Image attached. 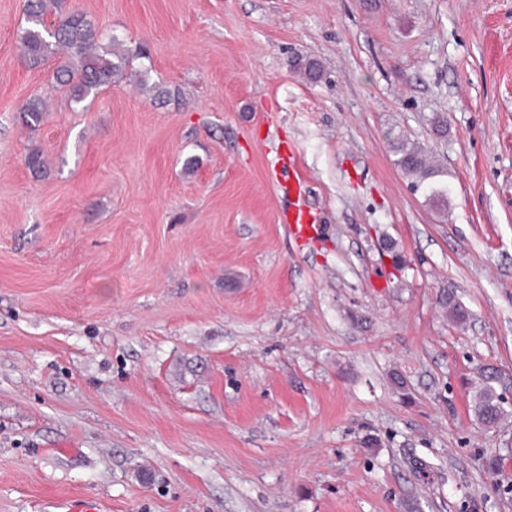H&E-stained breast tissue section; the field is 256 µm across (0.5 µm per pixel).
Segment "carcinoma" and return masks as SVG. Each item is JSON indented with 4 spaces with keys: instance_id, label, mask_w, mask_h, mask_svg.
I'll list each match as a JSON object with an SVG mask.
<instances>
[{
    "instance_id": "cac0c4a2",
    "label": "carcinoma",
    "mask_w": 512,
    "mask_h": 512,
    "mask_svg": "<svg viewBox=\"0 0 512 512\" xmlns=\"http://www.w3.org/2000/svg\"><path fill=\"white\" fill-rule=\"evenodd\" d=\"M26 20L27 26L20 35L25 62L31 68H38L56 54L57 47H65L68 57L56 66L54 77L60 86L67 88L68 98L76 105L112 85L123 77L134 60L145 56L143 47L125 49L114 36L110 37V49L100 50L102 32L99 27L81 11L61 12L58 0H28ZM42 112V98L33 97L20 118L30 124L39 121ZM395 151L399 154L398 165L414 177L413 186L428 184L439 175V169L427 163L422 147L400 140L395 143ZM26 163L37 176L47 168L45 156L39 149L29 152ZM473 413L477 421L487 427L499 425L506 417L501 397L490 385L476 391Z\"/></svg>"
}]
</instances>
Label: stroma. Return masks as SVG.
Listing matches in <instances>:
<instances>
[{
  "mask_svg": "<svg viewBox=\"0 0 512 512\" xmlns=\"http://www.w3.org/2000/svg\"><path fill=\"white\" fill-rule=\"evenodd\" d=\"M23 4L0 0V512H512V0H66L149 51L85 110L25 63ZM290 148L309 241L279 220ZM395 151L400 155L398 165L410 176L414 177V187L430 184V179L439 175V169L427 163L424 149L418 145H408L403 140L394 144ZM472 407L477 421L487 427L499 425L507 415L502 406L501 397L490 385L476 391Z\"/></svg>",
  "mask_w": 512,
  "mask_h": 512,
  "instance_id": "stroma-1",
  "label": "stroma"
}]
</instances>
